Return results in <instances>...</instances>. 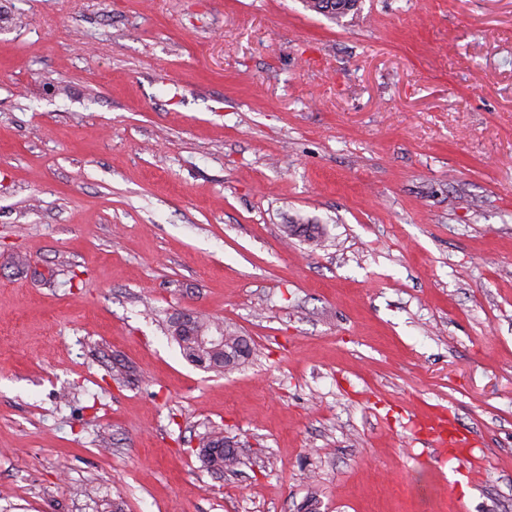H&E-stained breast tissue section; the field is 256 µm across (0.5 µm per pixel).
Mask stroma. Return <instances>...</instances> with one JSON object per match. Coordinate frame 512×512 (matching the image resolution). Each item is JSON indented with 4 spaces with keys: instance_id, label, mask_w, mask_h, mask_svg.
I'll list each match as a JSON object with an SVG mask.
<instances>
[{
    "instance_id": "1",
    "label": "stroma",
    "mask_w": 512,
    "mask_h": 512,
    "mask_svg": "<svg viewBox=\"0 0 512 512\" xmlns=\"http://www.w3.org/2000/svg\"><path fill=\"white\" fill-rule=\"evenodd\" d=\"M311 496L512 512V0H0V512ZM305 2L312 11L323 14L336 22H340L351 13L353 16L358 5V0H307ZM329 4H331L330 10ZM218 330L223 331V334H221V336H223L222 343L219 342V334H211L210 336H207L209 333ZM170 333L172 339L178 344L182 355L195 365L202 363L199 360L200 352L203 351L201 350L200 345L205 347L207 344H215L210 345V348L212 349L211 353H205L207 360L204 363V366H202L205 369L225 370L236 367L245 362V360L251 355L252 351L251 346L243 336H239L235 331L230 329L224 330L223 326H220L210 320L192 318L191 325L188 326L183 324V327H181V324L179 323H174L171 325ZM198 336L206 337H200L198 342ZM225 349L237 354V361H235L230 367L228 364L224 363ZM429 428L434 433L433 442L441 454L447 455L448 448H459V439L455 435L454 430L449 427L447 428L445 422L440 419H434ZM228 441L230 439L220 430H212L201 439L198 448H201L202 460L208 467L220 472H233L243 464L239 453L230 454V448L226 447ZM220 445L222 447H218Z\"/></svg>"
}]
</instances>
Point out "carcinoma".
Wrapping results in <instances>:
<instances>
[{
	"label": "carcinoma",
	"mask_w": 512,
	"mask_h": 512,
	"mask_svg": "<svg viewBox=\"0 0 512 512\" xmlns=\"http://www.w3.org/2000/svg\"><path fill=\"white\" fill-rule=\"evenodd\" d=\"M358 0H307V7L323 14L330 19L339 22L349 14L357 11ZM223 330V341L211 346V351L206 353L207 360L204 368L210 370H225L224 351L229 350L237 354V361L233 366L245 362L251 355V346L244 337L230 329H222V326L213 321L194 318L191 325L175 323L171 325L172 339L178 344L182 355L194 364L200 363L201 348L198 337L206 336L211 332ZM229 438L220 430H212L204 436L200 443V453L203 462L210 468L224 472L235 471L242 465L240 455L230 454L226 447Z\"/></svg>",
	"instance_id": "cac0c4a2"
}]
</instances>
